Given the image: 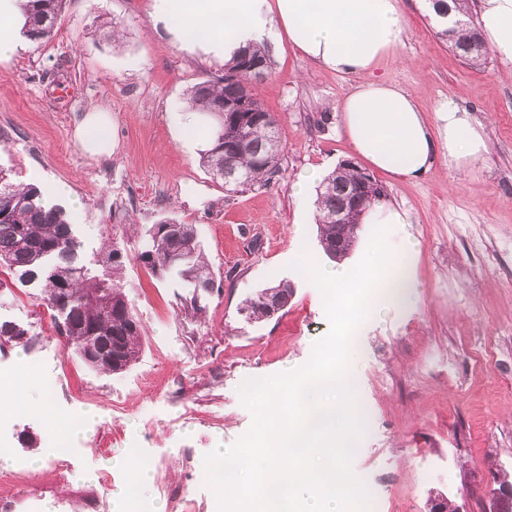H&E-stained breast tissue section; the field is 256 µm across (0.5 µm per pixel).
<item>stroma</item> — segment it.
<instances>
[{"mask_svg":"<svg viewBox=\"0 0 512 512\" xmlns=\"http://www.w3.org/2000/svg\"><path fill=\"white\" fill-rule=\"evenodd\" d=\"M400 5L405 37L377 74L407 91L428 121L448 100L468 110L492 148L464 171L443 151L416 181L374 173L388 204L409 213V223L388 225L386 243L394 251L415 242L417 286L401 311L367 315L351 342L365 426L352 467L371 512H428L432 493L482 512L489 472L512 471V63H463L425 0ZM268 54L259 97L279 120L281 172L243 193L212 178L200 162L204 145L188 141L177 121L191 88L223 76L224 63L184 50L152 21L150 0H65L52 37L0 64V168L66 209L92 273L103 271L104 242H123V289L142 332L133 365L92 370L58 335L52 310L0 272V320L35 336L0 351V376L29 366L33 396L68 421L95 417L92 429L69 435L75 452L60 470L49 458L59 434L9 411L0 452L10 462L0 474L14 473L22 490L14 512H135L141 499L154 512H217L202 460L249 430L239 386L304 366L328 333L321 291L290 268L304 253L327 261L315 200H300L293 185L309 168L329 173L353 159L334 107L359 78L313 64L286 41ZM98 108L112 115V154L96 160L74 133ZM172 219L196 226L222 284L203 297L198 322L181 308L185 284L158 279L137 259L142 230ZM282 281L293 287L283 310L260 322L239 314L246 297ZM134 444L152 464L142 484L125 464ZM187 452L197 460L191 470ZM88 469L94 479L80 480ZM165 483L182 487L180 508L162 493Z\"/></svg>","mask_w":512,"mask_h":512,"instance_id":"obj_1","label":"stroma"}]
</instances>
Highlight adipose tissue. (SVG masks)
I'll return each mask as SVG.
<instances>
[{"label": "adipose tissue", "mask_w": 512, "mask_h": 512, "mask_svg": "<svg viewBox=\"0 0 512 512\" xmlns=\"http://www.w3.org/2000/svg\"><path fill=\"white\" fill-rule=\"evenodd\" d=\"M151 16L157 24L181 20L175 36L193 53L228 61L242 47L285 38L312 63L360 76V83L336 105L343 130L361 159L397 178L425 177L443 149L456 167L490 150L467 110L455 102L441 106L433 127L410 94L375 78L379 61L403 40L400 0H151ZM25 23V0H0V62L23 49ZM480 29L495 56L512 63V0H480ZM75 137L89 156H110L108 112L87 113ZM15 407L45 419L52 430L70 427L46 400L15 387L0 391V412Z\"/></svg>", "instance_id": "ef3b65f1"}]
</instances>
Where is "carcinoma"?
Instances as JSON below:
<instances>
[{"label":"carcinoma","mask_w":512,"mask_h":512,"mask_svg":"<svg viewBox=\"0 0 512 512\" xmlns=\"http://www.w3.org/2000/svg\"><path fill=\"white\" fill-rule=\"evenodd\" d=\"M431 5L444 25L439 35L450 43L455 55L468 64L486 60L487 49L472 22L470 0H431ZM62 6L63 0H28L27 35L34 40L49 36ZM251 65H259L263 73H268L264 50L252 47L242 51L224 65V76L198 83L188 98L191 108L217 120L211 127L210 146L202 153L201 163L234 191L267 187L281 168L283 146L276 115L265 110L257 93L244 99L242 85ZM226 101L245 102L244 111L217 115ZM239 127L247 128V141L233 151L224 149L226 139L235 136ZM355 189L360 191L366 207L387 199L382 184L348 162L340 164L321 183L316 224L321 247L332 260L347 257L357 238L356 216L343 226L335 220L348 192ZM169 225L171 230L167 232L160 223L142 233L137 259L154 275H175L191 288L192 295L184 299L183 310L198 318L205 311L200 294L212 293L219 285L203 255L195 225L175 220ZM76 247L73 225L65 211L44 202L37 185L17 184L0 169V268L9 270L22 283L38 285L37 300L58 312L56 329L76 354H81L85 337L94 336L102 347L116 348L122 360L117 369L108 358L86 359L88 367L112 373L123 371L138 359L142 347L139 321L122 288L127 254L116 241L108 245L103 251V264L109 278L101 280L77 261ZM291 293L286 282L264 288L246 298L239 312L250 321L264 320L270 317L271 310H282ZM23 341H32L28 330L0 322V348Z\"/></svg>","instance_id":"carcinoma-1"}]
</instances>
